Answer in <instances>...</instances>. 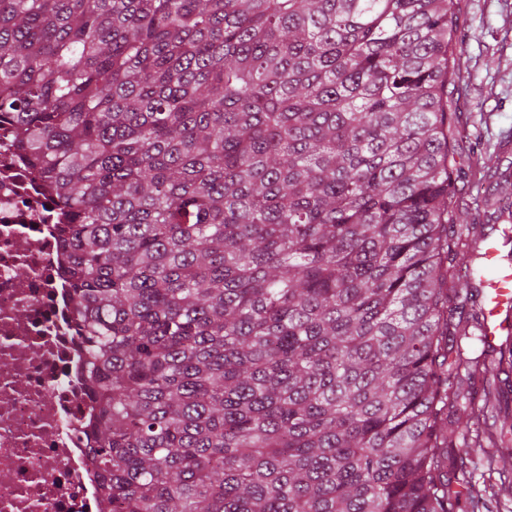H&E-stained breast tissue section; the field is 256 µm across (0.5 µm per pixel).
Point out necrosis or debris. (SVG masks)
<instances>
[{
  "label": "necrosis or debris",
  "mask_w": 512,
  "mask_h": 512,
  "mask_svg": "<svg viewBox=\"0 0 512 512\" xmlns=\"http://www.w3.org/2000/svg\"><path fill=\"white\" fill-rule=\"evenodd\" d=\"M0 125V512H103L53 195Z\"/></svg>",
  "instance_id": "4bbe7bcc"
}]
</instances>
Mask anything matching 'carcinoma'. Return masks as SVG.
Masks as SVG:
<instances>
[{
	"instance_id": "obj_1",
	"label": "carcinoma",
	"mask_w": 512,
	"mask_h": 512,
	"mask_svg": "<svg viewBox=\"0 0 512 512\" xmlns=\"http://www.w3.org/2000/svg\"><path fill=\"white\" fill-rule=\"evenodd\" d=\"M460 33L455 0H0L112 512H496Z\"/></svg>"
}]
</instances>
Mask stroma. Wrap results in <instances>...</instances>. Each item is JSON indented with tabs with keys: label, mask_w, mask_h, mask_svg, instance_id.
I'll return each instance as SVG.
<instances>
[{
	"label": "stroma",
	"mask_w": 512,
	"mask_h": 512,
	"mask_svg": "<svg viewBox=\"0 0 512 512\" xmlns=\"http://www.w3.org/2000/svg\"><path fill=\"white\" fill-rule=\"evenodd\" d=\"M460 62L472 87L457 109L467 123L463 154L485 166L512 162V0H459Z\"/></svg>",
	"instance_id": "1"
}]
</instances>
